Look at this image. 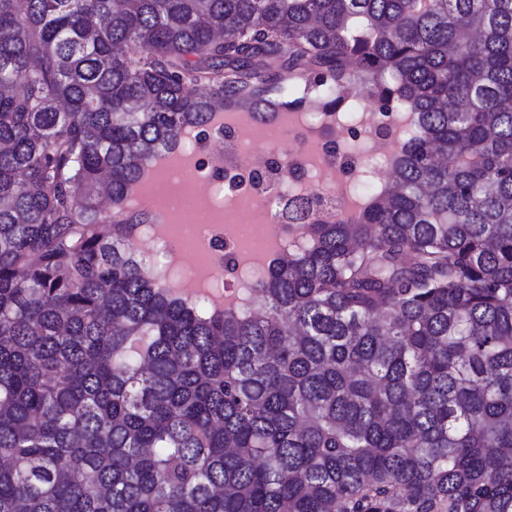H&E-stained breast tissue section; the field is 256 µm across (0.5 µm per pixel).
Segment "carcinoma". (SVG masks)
Returning a JSON list of instances; mask_svg holds the SVG:
<instances>
[{
    "label": "carcinoma",
    "instance_id": "cac0c4a2",
    "mask_svg": "<svg viewBox=\"0 0 512 512\" xmlns=\"http://www.w3.org/2000/svg\"><path fill=\"white\" fill-rule=\"evenodd\" d=\"M403 125L241 302L123 205L216 108ZM0 512H512V0H0Z\"/></svg>",
    "mask_w": 512,
    "mask_h": 512
}]
</instances>
